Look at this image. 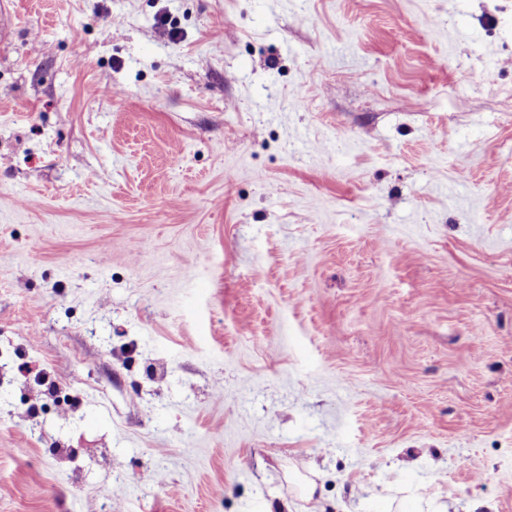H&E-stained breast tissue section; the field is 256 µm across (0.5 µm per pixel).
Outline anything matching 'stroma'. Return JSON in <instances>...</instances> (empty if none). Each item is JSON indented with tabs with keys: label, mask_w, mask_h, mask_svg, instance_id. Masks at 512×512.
<instances>
[{
	"label": "stroma",
	"mask_w": 512,
	"mask_h": 512,
	"mask_svg": "<svg viewBox=\"0 0 512 512\" xmlns=\"http://www.w3.org/2000/svg\"><path fill=\"white\" fill-rule=\"evenodd\" d=\"M0 4V512H512V0Z\"/></svg>",
	"instance_id": "stroma-1"
}]
</instances>
